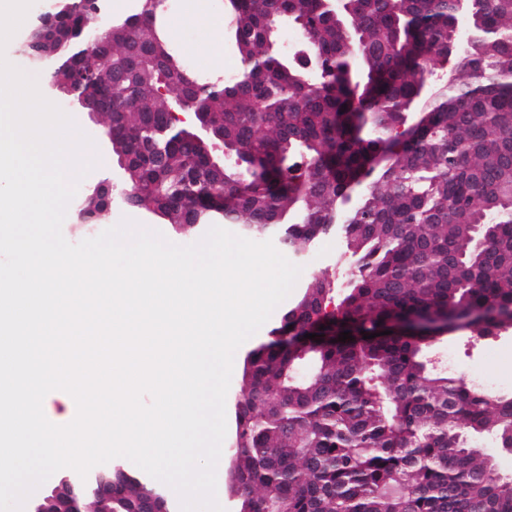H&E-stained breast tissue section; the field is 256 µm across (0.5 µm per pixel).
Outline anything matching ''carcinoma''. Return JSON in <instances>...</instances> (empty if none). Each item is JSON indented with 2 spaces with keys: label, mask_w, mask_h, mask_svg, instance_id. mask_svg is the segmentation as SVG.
<instances>
[{
  "label": "carcinoma",
  "mask_w": 512,
  "mask_h": 512,
  "mask_svg": "<svg viewBox=\"0 0 512 512\" xmlns=\"http://www.w3.org/2000/svg\"><path fill=\"white\" fill-rule=\"evenodd\" d=\"M163 7L102 25L96 0H64L23 51L48 86L100 102L131 207L236 224L293 257L337 232L350 262L333 309L319 270L282 316L284 335L330 337L310 375L281 340L247 355L239 512H512V479L474 446H512V392L435 369L423 336L512 328V0H471L465 29L454 0H357L336 16L328 0H224L240 66L192 83L152 23ZM283 26L300 34L291 54ZM450 55L465 78L434 79ZM175 112L201 113L224 164ZM79 205L92 224L107 213L91 193ZM152 488L127 482V505Z\"/></svg>",
  "instance_id": "carcinoma-1"
}]
</instances>
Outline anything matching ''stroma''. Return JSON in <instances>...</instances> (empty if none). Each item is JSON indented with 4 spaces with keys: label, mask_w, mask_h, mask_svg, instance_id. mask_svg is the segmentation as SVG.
I'll use <instances>...</instances> for the list:
<instances>
[{
    "label": "stroma",
    "mask_w": 512,
    "mask_h": 512,
    "mask_svg": "<svg viewBox=\"0 0 512 512\" xmlns=\"http://www.w3.org/2000/svg\"><path fill=\"white\" fill-rule=\"evenodd\" d=\"M223 0H167L161 19L163 31L174 50L184 58L190 71L199 77L225 73L239 64L235 50L228 44L223 29L212 27L210 17L221 15ZM81 132L94 143L95 153L108 156L112 153L102 135L101 125L92 121L87 113H77ZM117 168L111 161L107 168L92 169L79 183L78 194H86ZM126 217L143 228L160 232L168 241L190 245L200 240V233L176 231L172 225L162 223L157 217L144 211L119 204L113 207L103 228H110L112 219ZM342 246L335 236L319 239L312 250V259H301V280H308L313 270H327L335 274L337 282H344L349 268L341 257ZM282 309H275L269 320L242 344L235 353L230 387L226 397L227 431L225 448H232L236 438L235 407L241 397V372L243 362L253 347L272 340L280 325ZM433 358L439 369H446L448 360H455L458 371L467 379L476 381L490 378L504 383L512 391V345H500L493 339L471 336L467 331H456L442 337L436 344Z\"/></svg>",
    "instance_id": "1"
}]
</instances>
